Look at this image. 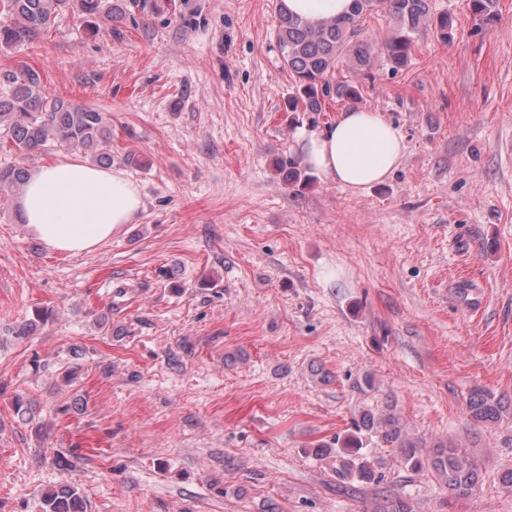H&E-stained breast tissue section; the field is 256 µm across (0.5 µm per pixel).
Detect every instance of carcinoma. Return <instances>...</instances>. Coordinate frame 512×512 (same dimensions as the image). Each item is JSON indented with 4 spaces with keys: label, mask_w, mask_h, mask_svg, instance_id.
Returning a JSON list of instances; mask_svg holds the SVG:
<instances>
[{
    "label": "carcinoma",
    "mask_w": 512,
    "mask_h": 512,
    "mask_svg": "<svg viewBox=\"0 0 512 512\" xmlns=\"http://www.w3.org/2000/svg\"><path fill=\"white\" fill-rule=\"evenodd\" d=\"M147 0H0V50L18 43L34 41L60 12L72 10L86 22H121L126 15L150 8ZM498 0H469L473 17L483 23L495 20ZM386 14L392 26L377 42L365 35L366 21L376 13ZM432 32L444 43L454 40V21L448 14H435L432 0H353L351 12L341 18L327 19L314 26L285 12L280 14L278 42L282 58L294 83L288 99L290 112H321L326 98L355 103L361 98L360 86L348 80L333 83L328 79L338 66L357 72L371 69L381 60L393 73L406 68L411 60L416 37ZM6 91L0 93V148L6 146L19 161L0 165V191H23L27 169L24 160L40 153L49 143L81 150L93 163L109 165L112 154V122L107 113L52 97L32 70L3 73ZM290 185L305 186L310 178L291 160L277 162ZM16 415L31 422L36 404L16 396L12 401ZM471 420L495 422L505 410L502 400L475 392L467 401ZM358 430L372 432L390 448L398 449L401 464L411 472H430L448 492L459 499L474 495L480 480L477 465L458 445L438 441L430 452L423 442L405 432L401 419L393 412L364 410L355 420ZM359 439L349 436L335 450L324 445L316 453L327 456L336 452V476L361 484L381 483L383 475L374 463L360 453ZM412 503L400 496L387 497L375 512H412ZM42 512H87L86 499L75 486L61 484L44 493Z\"/></svg>",
    "instance_id": "carcinoma-1"
}]
</instances>
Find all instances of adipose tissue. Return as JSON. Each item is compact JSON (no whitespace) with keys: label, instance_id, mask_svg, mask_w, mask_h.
<instances>
[{"label":"adipose tissue","instance_id":"1","mask_svg":"<svg viewBox=\"0 0 512 512\" xmlns=\"http://www.w3.org/2000/svg\"><path fill=\"white\" fill-rule=\"evenodd\" d=\"M299 144L311 169L355 193L386 181L405 150L392 123L356 109L342 112L325 130L302 132ZM142 207L137 186L124 173L68 156L35 171L19 199L28 232L47 250L67 255L104 243Z\"/></svg>","mask_w":512,"mask_h":512}]
</instances>
